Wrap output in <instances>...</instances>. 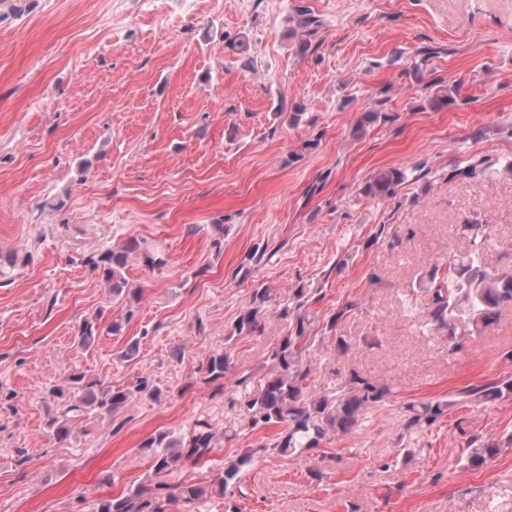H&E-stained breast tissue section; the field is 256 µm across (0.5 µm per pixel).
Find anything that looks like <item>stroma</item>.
<instances>
[{
    "mask_svg": "<svg viewBox=\"0 0 512 512\" xmlns=\"http://www.w3.org/2000/svg\"><path fill=\"white\" fill-rule=\"evenodd\" d=\"M301 7L320 22L303 55ZM425 46L439 57L422 61ZM436 78L459 87L438 111L425 102ZM296 103L293 123L281 110ZM367 109L386 117L358 130ZM473 157L512 159V0H0V253L19 257L0 281V512H91L146 477L149 437L237 421L241 377L263 383L290 331L271 309L263 334L231 337L258 287L281 303L308 290L314 392L356 371L392 395L298 458L261 450L271 428L220 441L169 479L210 481L252 448L241 494L169 512H512V396L463 395L512 375V306L452 351L402 305L428 263L473 251L464 219L489 224L493 264L512 266V177L448 178ZM403 166L426 175L384 200L360 195ZM383 226L402 252L378 239ZM132 235L168 264L130 261L142 289L130 309L86 258ZM88 317L103 332L84 348ZM224 351L218 392L199 367ZM75 370L103 387L145 378L164 396L91 413L60 440L48 391ZM435 400L445 414L404 434V407ZM474 441L501 449L469 467Z\"/></svg>",
    "mask_w": 512,
    "mask_h": 512,
    "instance_id": "1",
    "label": "stroma"
}]
</instances>
